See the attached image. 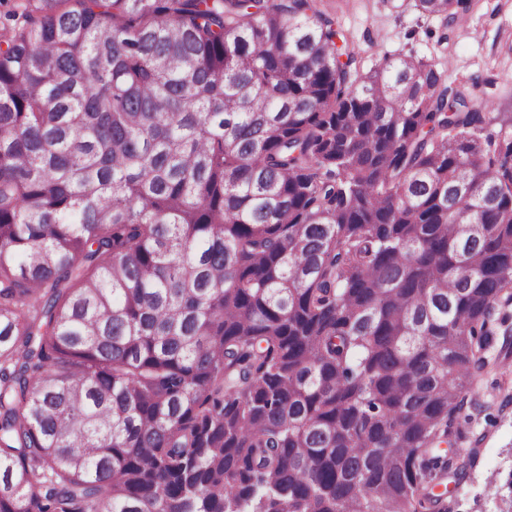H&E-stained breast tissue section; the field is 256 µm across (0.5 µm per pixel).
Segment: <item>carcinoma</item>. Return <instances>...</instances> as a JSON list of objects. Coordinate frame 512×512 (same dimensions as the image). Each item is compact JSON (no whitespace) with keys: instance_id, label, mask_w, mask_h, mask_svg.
Masks as SVG:
<instances>
[{"instance_id":"obj_1","label":"carcinoma","mask_w":512,"mask_h":512,"mask_svg":"<svg viewBox=\"0 0 512 512\" xmlns=\"http://www.w3.org/2000/svg\"><path fill=\"white\" fill-rule=\"evenodd\" d=\"M10 16L0 512H438L512 305V117L357 73L316 0Z\"/></svg>"}]
</instances>
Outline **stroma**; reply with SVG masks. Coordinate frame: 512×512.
I'll return each instance as SVG.
<instances>
[{
    "label": "stroma",
    "instance_id": "obj_1",
    "mask_svg": "<svg viewBox=\"0 0 512 512\" xmlns=\"http://www.w3.org/2000/svg\"><path fill=\"white\" fill-rule=\"evenodd\" d=\"M322 8L361 71L399 54L445 62L448 84L465 92L470 107L488 100L512 113V0H475L465 26L422 14L415 0H323ZM454 440L477 459L452 486L450 512H512V367L491 366L478 376Z\"/></svg>",
    "mask_w": 512,
    "mask_h": 512
}]
</instances>
